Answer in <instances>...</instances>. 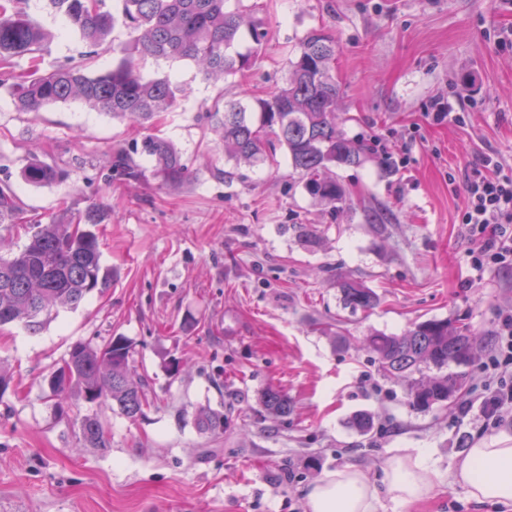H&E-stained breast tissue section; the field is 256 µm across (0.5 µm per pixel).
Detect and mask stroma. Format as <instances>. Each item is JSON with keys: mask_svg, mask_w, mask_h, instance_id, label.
Returning a JSON list of instances; mask_svg holds the SVG:
<instances>
[{"mask_svg": "<svg viewBox=\"0 0 512 512\" xmlns=\"http://www.w3.org/2000/svg\"><path fill=\"white\" fill-rule=\"evenodd\" d=\"M266 33L253 66L214 83L187 61L147 60L146 77L180 89L176 107L139 128L78 100L16 111L0 87V188L18 221L0 223V256L26 243L23 225L103 204L93 228L112 271L104 296L61 309L37 332L0 327V512H306L307 488L355 465L381 480L386 458L429 449L441 474L430 499L378 512H512L470 498L455 478L483 436L481 400L495 372L489 349L466 366L469 390L415 410L404 382L384 375L362 346L427 320L496 334L512 315V264H471L461 222L464 182L479 153L512 164V0H243ZM52 32L48 71L86 45L48 0H25ZM336 42L338 125L385 154L339 166L346 204L312 199L277 148L272 164H235L212 132V111L283 87L306 35ZM462 124H433L436 101ZM172 142L193 172L177 187L118 180L112 157L147 136ZM40 161L58 181L34 186ZM383 213L372 226L367 212ZM308 229L316 238L300 235ZM371 288L376 306L346 307L339 282ZM127 337L152 401L131 420L111 405L73 400L59 413L48 376L78 342ZM273 386L288 416L262 412ZM224 413L221 435L200 433L198 408ZM371 416L360 433L355 414ZM109 431L107 451L78 445L82 418Z\"/></svg>", "mask_w": 512, "mask_h": 512, "instance_id": "stroma-1", "label": "stroma"}]
</instances>
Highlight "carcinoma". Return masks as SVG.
<instances>
[{"label": "carcinoma", "mask_w": 512, "mask_h": 512, "mask_svg": "<svg viewBox=\"0 0 512 512\" xmlns=\"http://www.w3.org/2000/svg\"><path fill=\"white\" fill-rule=\"evenodd\" d=\"M229 0H120V16L128 40L116 49L117 57L107 70L92 74L88 64H68L42 71L34 54L44 50L49 32L25 9L0 8V86L9 91L19 112H38L44 106L80 100L114 118L137 125L151 121L177 103L178 87L166 77L147 78L140 63L154 60H188L207 79H221L251 67L265 33L260 23L245 19L240 8L229 9ZM65 27L91 47L107 40L116 16L104 9V0H50ZM251 45L241 46L243 34ZM31 56V65L15 72L14 59ZM336 44L321 30L310 31L301 43L299 56L291 62L286 85L266 98L256 99L257 108L241 100L228 101L215 124L221 130L224 155L236 162L263 163L265 146L285 148L292 168L301 175L306 192L331 207L346 199V191L331 174L333 166L360 163L361 147L346 137L336 124L338 84L332 63ZM141 152L152 159L153 176L165 185H179L191 177L181 153L170 142L146 137ZM112 168L138 178L131 153L119 151ZM24 178L32 184L59 179V173L41 163L30 164ZM19 206L10 190L0 189V221L17 219ZM105 210L93 204L75 218L50 219L26 227L28 243L14 257L0 258V327L20 323L30 331L43 324L42 316L54 307L76 308L87 297L102 296L111 280L101 262L95 233L87 226L99 224ZM345 305L368 311L376 296L351 278L339 284ZM481 339L468 326L450 320H425L400 336L374 333L365 348L374 355L381 371L407 384L410 404L427 411L445 404L468 390L467 375L449 372L422 375V367L441 370L450 364L470 362ZM69 369L64 385L50 382L58 403L75 393L84 396L92 386L101 392L100 402L116 407L129 419L151 405L139 375L131 364V344L113 336L100 345L78 342L61 360ZM264 412L286 416L288 396L269 387L260 397ZM198 431L224 433V413L202 408L194 415ZM79 442L106 450L108 432L96 417H85L79 426Z\"/></svg>", "instance_id": "carcinoma-1"}]
</instances>
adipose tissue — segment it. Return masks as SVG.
<instances>
[{
  "label": "adipose tissue",
  "mask_w": 512,
  "mask_h": 512,
  "mask_svg": "<svg viewBox=\"0 0 512 512\" xmlns=\"http://www.w3.org/2000/svg\"><path fill=\"white\" fill-rule=\"evenodd\" d=\"M381 469L383 482L379 485L357 467L328 474L309 487L307 512H377L378 488L382 485L398 505L426 500L434 492L435 483L429 477L431 457L427 450L386 459ZM456 479L478 502L512 505V442H476L459 464Z\"/></svg>",
  "instance_id": "ef3b65f1"
}]
</instances>
